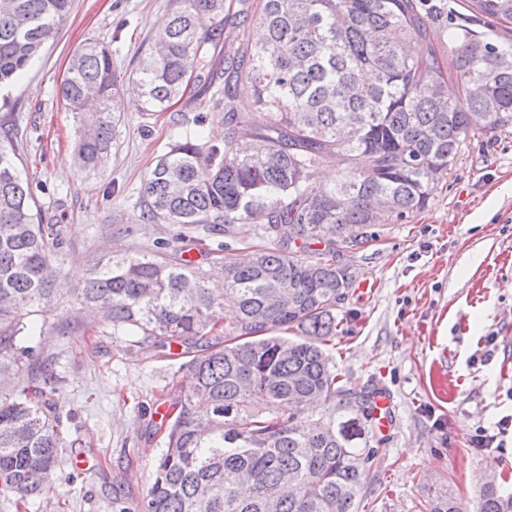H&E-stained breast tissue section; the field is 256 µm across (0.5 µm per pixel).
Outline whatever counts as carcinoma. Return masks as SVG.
<instances>
[{"label":"carcinoma","mask_w":512,"mask_h":512,"mask_svg":"<svg viewBox=\"0 0 512 512\" xmlns=\"http://www.w3.org/2000/svg\"><path fill=\"white\" fill-rule=\"evenodd\" d=\"M467 15L447 41L429 42L448 0H263L264 38L224 54V138L200 128L168 144L141 186L137 220L224 233L223 292L182 249L97 263L77 301L102 312L112 332L139 336L189 357V389L173 403L146 495L119 512H360L376 392L340 383L326 346L336 303L351 287L336 253L368 229L424 207L462 142L512 127V0H463ZM73 0H0V84L19 76L53 37ZM487 18L494 40L468 21ZM210 29L200 32L202 20ZM224 35V0H171L136 78L145 111L166 110L208 45ZM428 43L413 54L409 43ZM456 94L448 96V82ZM251 92L252 111L234 103ZM84 114L75 158L88 170L109 155L120 90L108 46L76 52L59 88ZM342 163L318 185L320 159ZM0 135V493L18 505L50 489L60 416L48 398L52 365L32 345L25 318L53 301V259L62 229L45 223ZM273 246L230 242L246 234ZM324 248L315 249L313 245ZM234 322L221 326L226 302ZM30 384L4 391L14 368ZM321 401L330 409L305 416ZM508 477L484 475L477 512H512Z\"/></svg>","instance_id":"1"}]
</instances>
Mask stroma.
Here are the masks:
<instances>
[{
    "label": "stroma",
    "mask_w": 512,
    "mask_h": 512,
    "mask_svg": "<svg viewBox=\"0 0 512 512\" xmlns=\"http://www.w3.org/2000/svg\"><path fill=\"white\" fill-rule=\"evenodd\" d=\"M169 0H75L32 65L0 86L18 166L65 244L54 262L57 304L42 318V354L55 359L51 399L70 447L49 492L21 512H112L134 503L153 478L165 427L155 413L187 385L183 356L113 335L76 293L89 269L115 252L149 251L178 224L137 221L143 180L169 142L197 125L224 134L221 85L189 83L166 112L144 111L135 82L141 49ZM107 43L126 104L110 155L95 173L75 160L77 114L59 87L70 56ZM356 284L336 305L329 347L343 383L375 388L390 403L368 468L362 512H430L456 494L476 512L487 471L512 473V129L468 139L420 210L375 226L345 250ZM485 433L487 447H474ZM92 459L94 471L73 466Z\"/></svg>",
    "instance_id": "1"
}]
</instances>
